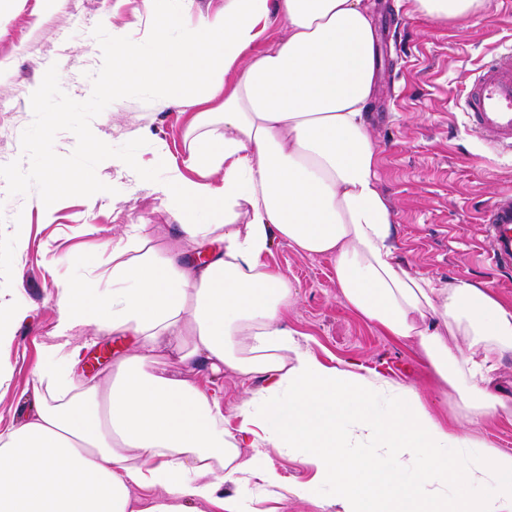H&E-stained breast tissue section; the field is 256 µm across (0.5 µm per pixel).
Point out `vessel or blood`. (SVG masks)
Returning a JSON list of instances; mask_svg holds the SVG:
<instances>
[{
  "label": "vessel or blood",
  "instance_id": "b4317fda",
  "mask_svg": "<svg viewBox=\"0 0 512 512\" xmlns=\"http://www.w3.org/2000/svg\"><path fill=\"white\" fill-rule=\"evenodd\" d=\"M461 110L474 133L512 152V45L485 61ZM484 230L496 264L512 265V192L500 195L485 214Z\"/></svg>",
  "mask_w": 512,
  "mask_h": 512
}]
</instances>
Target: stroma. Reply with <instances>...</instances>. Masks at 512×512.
Instances as JSON below:
<instances>
[{"label": "stroma", "instance_id": "stroma-1", "mask_svg": "<svg viewBox=\"0 0 512 512\" xmlns=\"http://www.w3.org/2000/svg\"><path fill=\"white\" fill-rule=\"evenodd\" d=\"M381 55L367 105L368 131L378 149L377 173L395 213L398 256L413 273L435 280L467 279L512 302V268L491 263L481 230L484 211L512 191V155L490 147L466 127L458 105L488 56L512 43V0H478L462 21L423 18L414 0H367ZM125 31L149 46L154 24L142 0H0V165L22 158V131L32 122L29 96L49 66H57L61 89L82 102L103 56L96 25ZM159 92L131 87L119 104L93 119V133L118 147L142 137L141 166L184 165L192 138L190 108L162 107ZM115 194L73 196L44 215L37 192L8 195L0 178V299L22 294L30 308L13 343L0 348L8 375L0 383V421L21 422L40 397L32 389L42 352L56 321L61 281L106 282L112 273L113 238L126 225H144L151 246L167 247L178 223L128 168L98 166ZM271 265L292 283L294 305L285 323L304 334L324 363L355 362L374 379L416 389L432 414L445 421L457 396L435 385L411 343L388 336L345 307L338 298L332 258L310 256L275 243ZM130 336H103L84 349L79 373L100 382L112 375L113 358L133 354ZM205 390H219L225 418H233L259 380L231 372H190Z\"/></svg>", "mask_w": 512, "mask_h": 512}]
</instances>
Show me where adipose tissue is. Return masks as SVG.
<instances>
[{"label": "adipose tissue", "instance_id": "obj_1", "mask_svg": "<svg viewBox=\"0 0 512 512\" xmlns=\"http://www.w3.org/2000/svg\"><path fill=\"white\" fill-rule=\"evenodd\" d=\"M158 2L143 0L157 20L150 48L113 35L109 91L117 103L152 86L163 106L194 108L187 165L198 176L172 174L154 192L208 257L157 251L129 224L112 241L111 287L60 285L33 378L50 396L0 428V512H194L200 502L258 512L285 493L329 494L337 512H512V453L468 433L512 418L494 380L512 352V303L467 280L412 274L397 256L364 119L376 75L366 0H224L188 31L181 8ZM273 15L285 34L271 42ZM279 241L333 258L340 301L417 347L458 396L449 422L415 389L322 363L285 326L296 292L268 261ZM90 332L141 341L113 362L109 384L74 378ZM163 350L191 370L261 379L236 427L217 397L163 367ZM270 448L311 480L284 486ZM143 488L157 497L142 501Z\"/></svg>", "mask_w": 512, "mask_h": 512}]
</instances>
